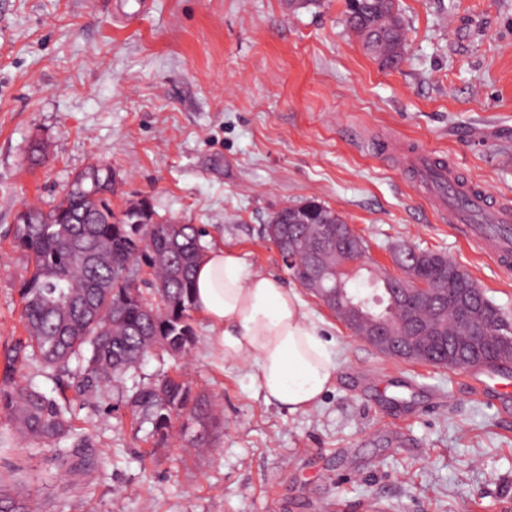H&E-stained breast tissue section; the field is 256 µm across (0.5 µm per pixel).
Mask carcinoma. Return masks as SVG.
<instances>
[{"mask_svg":"<svg viewBox=\"0 0 512 512\" xmlns=\"http://www.w3.org/2000/svg\"><path fill=\"white\" fill-rule=\"evenodd\" d=\"M346 22L381 66L401 63L406 31L394 0H347ZM115 184L111 167L91 165L49 210L30 208L16 224L13 245L32 263L20 289L28 336L6 352L0 368V449L10 446L15 429L42 444L61 442L72 428L67 389L97 394L123 383L153 349L180 358L194 344L191 293L201 232L192 224L156 221L148 205L115 213L109 198ZM301 206L298 223L287 227L300 256L288 270L300 283L313 254L333 245L315 231L344 223L316 200ZM349 262L343 258L317 287L330 292L338 282L347 284ZM144 270L148 278L141 279ZM74 360L81 368H71ZM33 363L36 374L54 380L56 396L31 379L17 382V372ZM127 398L163 439L182 413L188 416L184 431L211 419L209 400L191 397L190 387L174 378L139 383ZM85 447L80 441L59 449L66 475L78 478L95 468ZM14 483L13 471L0 472V512H30L36 499L13 495Z\"/></svg>","mask_w":512,"mask_h":512,"instance_id":"cac0c4a2","label":"carcinoma"}]
</instances>
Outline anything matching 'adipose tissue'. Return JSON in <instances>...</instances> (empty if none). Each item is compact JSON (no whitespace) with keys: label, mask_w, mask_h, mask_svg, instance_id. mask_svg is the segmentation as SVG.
Listing matches in <instances>:
<instances>
[{"label":"adipose tissue","mask_w":512,"mask_h":512,"mask_svg":"<svg viewBox=\"0 0 512 512\" xmlns=\"http://www.w3.org/2000/svg\"><path fill=\"white\" fill-rule=\"evenodd\" d=\"M194 310L225 362L245 366L266 403L305 413L336 381L333 343L299 291L234 248L208 244L195 268Z\"/></svg>","instance_id":"obj_1"}]
</instances>
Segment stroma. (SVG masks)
<instances>
[{
	"label": "stroma",
	"instance_id": "35a3bbf8",
	"mask_svg": "<svg viewBox=\"0 0 512 512\" xmlns=\"http://www.w3.org/2000/svg\"><path fill=\"white\" fill-rule=\"evenodd\" d=\"M407 38L398 68L366 53L346 0H0V350L25 333L18 213L48 208L75 174L106 164L114 211L148 201L157 219L294 279L264 227L314 199L353 225L372 261L352 287L393 274L409 245L464 267L512 316V271L433 215L393 158L392 136L454 161L489 197L512 198V0H396ZM41 143L45 157L31 161ZM311 320L334 340L336 382L304 414L268 405L245 367L211 350L205 321L185 358L147 356L96 396L69 390L74 439L97 467L82 484L55 449L22 435L0 451L16 489L49 481L42 512H512V396L479 368L385 357L310 290ZM165 375L206 395L216 426L150 434L127 405L134 380Z\"/></svg>",
	"mask_w": 512,
	"mask_h": 512
}]
</instances>
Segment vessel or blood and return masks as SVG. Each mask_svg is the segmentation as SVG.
<instances>
[{"instance_id":"b4317fda","label":"vessel or blood","mask_w":512,"mask_h":512,"mask_svg":"<svg viewBox=\"0 0 512 512\" xmlns=\"http://www.w3.org/2000/svg\"><path fill=\"white\" fill-rule=\"evenodd\" d=\"M378 149L414 174L441 220L459 225L470 242L489 248L502 269L512 268V203L488 199L478 188L461 183L454 165L438 166L436 157L420 147L398 150L384 138Z\"/></svg>"}]
</instances>
